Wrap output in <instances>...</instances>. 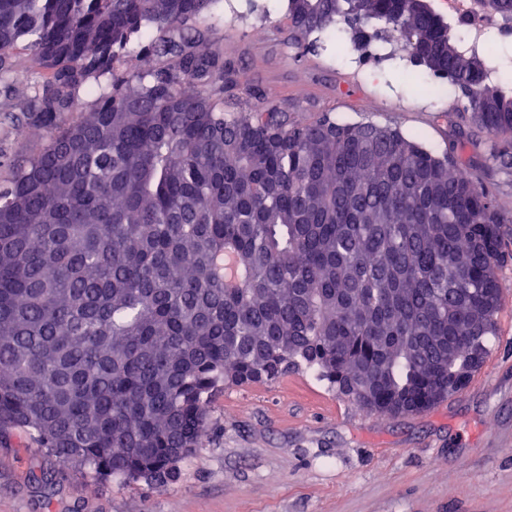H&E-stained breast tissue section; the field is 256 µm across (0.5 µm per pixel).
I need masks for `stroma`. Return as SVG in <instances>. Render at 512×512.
Returning <instances> with one entry per match:
<instances>
[{"instance_id":"35a3bbf8","label":"stroma","mask_w":512,"mask_h":512,"mask_svg":"<svg viewBox=\"0 0 512 512\" xmlns=\"http://www.w3.org/2000/svg\"><path fill=\"white\" fill-rule=\"evenodd\" d=\"M262 3L255 15L230 16L219 2L210 20L212 41L244 67L248 88L301 118L330 112L340 123L391 126L439 154L468 131L480 187L512 218V172L490 159L489 137L473 128L464 102L420 90L428 71L413 83L396 58L350 63L324 33L295 53L286 0ZM20 57L14 86H0V162L25 148L21 103L44 75L29 52ZM498 275L505 302L481 370L428 412L368 414L311 372L297 386L228 387L201 447L161 489L80 483L19 433L0 447V512H512V242ZM46 471L51 483L35 482Z\"/></svg>"}]
</instances>
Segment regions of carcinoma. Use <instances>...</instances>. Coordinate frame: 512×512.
Returning <instances> with one entry per match:
<instances>
[{
	"instance_id": "carcinoma-1",
	"label": "carcinoma",
	"mask_w": 512,
	"mask_h": 512,
	"mask_svg": "<svg viewBox=\"0 0 512 512\" xmlns=\"http://www.w3.org/2000/svg\"><path fill=\"white\" fill-rule=\"evenodd\" d=\"M215 0H0V84L46 71L37 147L0 172V444L25 432L87 484L162 488L226 385L288 369L378 415L434 407L483 364L509 223L460 163L400 130L299 118L209 38ZM291 45L342 20L399 36L512 169V86L414 0H287ZM155 34L144 69L112 72Z\"/></svg>"
}]
</instances>
